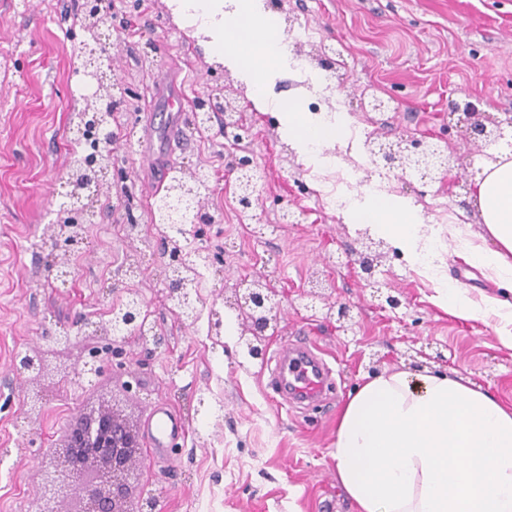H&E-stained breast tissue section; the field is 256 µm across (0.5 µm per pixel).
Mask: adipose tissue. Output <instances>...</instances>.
Returning a JSON list of instances; mask_svg holds the SVG:
<instances>
[{"instance_id":"obj_1","label":"adipose tissue","mask_w":512,"mask_h":512,"mask_svg":"<svg viewBox=\"0 0 512 512\" xmlns=\"http://www.w3.org/2000/svg\"><path fill=\"white\" fill-rule=\"evenodd\" d=\"M183 26L204 32L209 57L239 70L248 84L262 87L268 74L287 65L288 48L270 42L265 31L277 18L256 10L254 0H236L233 14L224 0H166ZM252 24L257 37L240 46L231 28ZM260 112L276 111L278 130L292 141L304 162L338 140L346 114L311 119L302 104L272 109L252 99ZM481 224L496 246L465 258L478 267L512 275V157L488 163L472 194ZM393 239L416 263L434 257L422 241L420 216L400 196H367L346 215ZM332 456L336 475L358 512H512V406L448 376L391 372L364 383L344 404Z\"/></svg>"}]
</instances>
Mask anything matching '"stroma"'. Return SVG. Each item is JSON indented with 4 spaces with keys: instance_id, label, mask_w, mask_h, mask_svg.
I'll return each instance as SVG.
<instances>
[{
    "instance_id": "1",
    "label": "stroma",
    "mask_w": 512,
    "mask_h": 512,
    "mask_svg": "<svg viewBox=\"0 0 512 512\" xmlns=\"http://www.w3.org/2000/svg\"><path fill=\"white\" fill-rule=\"evenodd\" d=\"M112 13L130 28L102 26L100 39L114 58L124 104L116 112L112 168L100 184L98 215L77 251L55 249L47 227L68 189L67 160L76 137L81 96L84 0H0V512H46L35 478L42 458L64 438L77 411L113 397L144 428L150 406L166 401L185 420L186 437L168 457L145 461L141 483L157 496V512H356L336 476L332 450L337 419L348 394L379 373L419 370L448 375L512 406V350L499 339L511 327L491 309L475 317L448 314L434 302L430 279L388 239L370 244L362 226L345 223L342 210L323 206V186L277 131L270 114L255 111L237 75L210 62L201 37L181 26L166 0H111ZM280 32L302 22L315 45L331 51L348 80L339 90L342 112L365 128L353 147L329 145L332 167L349 168L371 144L418 138L454 146L461 160L445 179L413 173L394 181L423 217L422 235L441 229V273L470 299L512 304V283L490 279L456 253L450 229L461 226L472 245H493L465 184L486 154L512 147V132L492 146L464 139V124L449 101L480 111L512 113V0H264ZM169 74L181 94L185 144L173 164L214 176L202 203L211 215L193 248L208 253L200 316L183 323L163 305L168 260L161 234L149 221L154 202L150 158L160 155L167 110L155 85ZM321 68L286 67L266 84L272 100L313 97L320 108ZM237 89L242 116L255 136L246 154L256 172L258 203L242 210L231 169L234 147L224 140V115L205 126L195 102ZM391 100L381 122L364 109L373 98ZM142 228L124 236L128 221ZM378 256L372 279L358 273L361 254ZM141 267L130 281L128 266ZM322 284L303 294L312 275ZM280 292L277 329L265 361L249 359L236 341L214 342L212 311H223L247 281ZM137 286L150 320L167 339L147 352L116 341L98 377L82 374L86 347L96 343L85 317L105 319L113 299ZM400 299L387 308L386 296ZM350 306L352 327L341 331L330 306ZM69 336L63 357L47 375L16 377L17 353ZM297 336L312 337L334 369L335 391L321 412L284 403L268 387L275 355ZM41 396L44 413L30 423L27 400Z\"/></svg>"
}]
</instances>
